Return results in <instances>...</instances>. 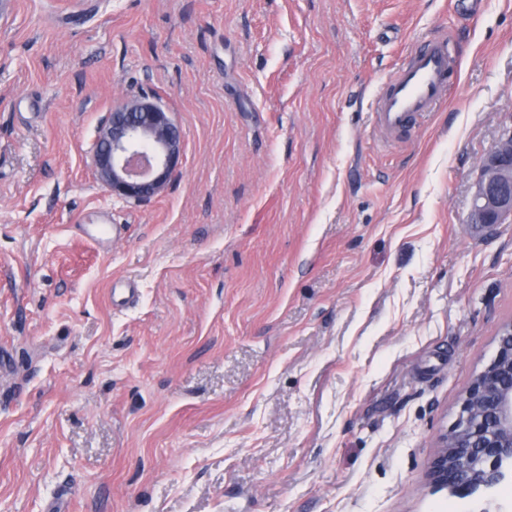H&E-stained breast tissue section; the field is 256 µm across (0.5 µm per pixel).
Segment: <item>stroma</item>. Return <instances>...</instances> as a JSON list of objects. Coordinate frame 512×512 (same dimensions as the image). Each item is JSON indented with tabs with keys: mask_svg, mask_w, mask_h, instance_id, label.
<instances>
[{
	"mask_svg": "<svg viewBox=\"0 0 512 512\" xmlns=\"http://www.w3.org/2000/svg\"><path fill=\"white\" fill-rule=\"evenodd\" d=\"M133 96L184 143L139 202L92 165ZM509 126L512 0H0V512H512L429 479L512 318V222L466 221ZM451 66L448 39L434 36L425 38L396 67L371 114L374 129L386 142L446 102Z\"/></svg>",
	"mask_w": 512,
	"mask_h": 512,
	"instance_id": "stroma-1",
	"label": "stroma"
}]
</instances>
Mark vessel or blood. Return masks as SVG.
I'll return each instance as SVG.
<instances>
[{
  "instance_id": "1",
  "label": "vessel or blood",
  "mask_w": 512,
  "mask_h": 512,
  "mask_svg": "<svg viewBox=\"0 0 512 512\" xmlns=\"http://www.w3.org/2000/svg\"><path fill=\"white\" fill-rule=\"evenodd\" d=\"M451 66L447 38L434 36L424 39L396 67L372 112V124L385 141H394L417 118L446 102Z\"/></svg>"
}]
</instances>
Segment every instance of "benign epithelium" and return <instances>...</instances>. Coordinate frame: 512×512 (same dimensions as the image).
Here are the masks:
<instances>
[{"label": "benign epithelium", "mask_w": 512, "mask_h": 512, "mask_svg": "<svg viewBox=\"0 0 512 512\" xmlns=\"http://www.w3.org/2000/svg\"><path fill=\"white\" fill-rule=\"evenodd\" d=\"M182 145L181 132L160 100L139 97L109 113L92 163L112 194L141 201L177 174ZM469 215L479 225L512 222V127L478 166ZM504 459H512V320L500 327L496 355L468 387L451 431L440 436L429 477L438 487L471 494L500 480Z\"/></svg>", "instance_id": "benign-epithelium-1"}]
</instances>
